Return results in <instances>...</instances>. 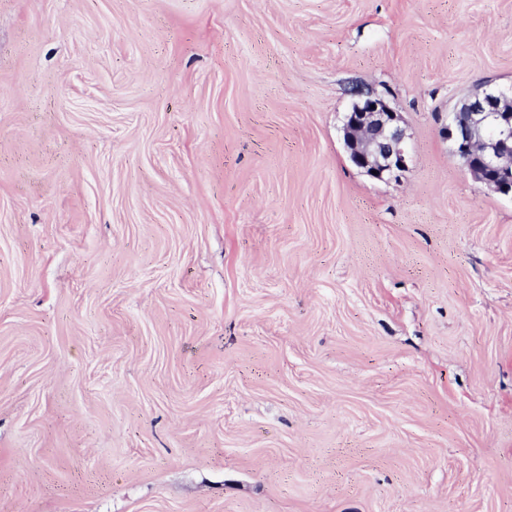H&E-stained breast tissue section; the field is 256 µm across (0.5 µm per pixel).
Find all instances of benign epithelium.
Returning <instances> with one entry per match:
<instances>
[{
  "mask_svg": "<svg viewBox=\"0 0 512 512\" xmlns=\"http://www.w3.org/2000/svg\"><path fill=\"white\" fill-rule=\"evenodd\" d=\"M356 96L344 125L351 162L372 179L399 176L409 158L399 113L362 89ZM442 134L477 182L503 195L512 193V89L487 85L472 93L452 113Z\"/></svg>",
  "mask_w": 512,
  "mask_h": 512,
  "instance_id": "1",
  "label": "benign epithelium"
}]
</instances>
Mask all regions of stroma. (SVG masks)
Segmentation results:
<instances>
[{
  "label": "stroma",
  "instance_id": "stroma-1",
  "mask_svg": "<svg viewBox=\"0 0 512 512\" xmlns=\"http://www.w3.org/2000/svg\"><path fill=\"white\" fill-rule=\"evenodd\" d=\"M487 84L512 0H0V512H512ZM442 134L477 182L512 193V89L486 85L472 93L452 112ZM355 94L358 100L346 114L344 125L351 162L372 179L398 177L406 171L409 158L399 113L370 92L358 89Z\"/></svg>",
  "mask_w": 512,
  "mask_h": 512
}]
</instances>
